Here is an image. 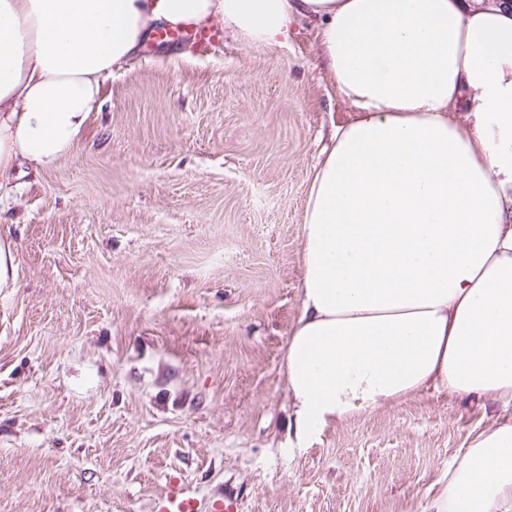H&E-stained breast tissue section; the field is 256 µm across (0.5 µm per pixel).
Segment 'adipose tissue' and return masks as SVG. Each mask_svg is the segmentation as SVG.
<instances>
[{"label":"adipose tissue","instance_id":"obj_1","mask_svg":"<svg viewBox=\"0 0 512 512\" xmlns=\"http://www.w3.org/2000/svg\"><path fill=\"white\" fill-rule=\"evenodd\" d=\"M318 26L335 128L303 213L296 442L431 389L499 409L407 512H512V9L502 0H0V189L77 145L157 26Z\"/></svg>","mask_w":512,"mask_h":512}]
</instances>
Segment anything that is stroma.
Returning a JSON list of instances; mask_svg holds the SVG:
<instances>
[{
    "label": "stroma",
    "instance_id": "obj_1",
    "mask_svg": "<svg viewBox=\"0 0 512 512\" xmlns=\"http://www.w3.org/2000/svg\"><path fill=\"white\" fill-rule=\"evenodd\" d=\"M156 46L76 148L0 197V512H153L171 482L240 512H403L498 409L423 390L288 445L302 215L355 119L316 27Z\"/></svg>",
    "mask_w": 512,
    "mask_h": 512
}]
</instances>
